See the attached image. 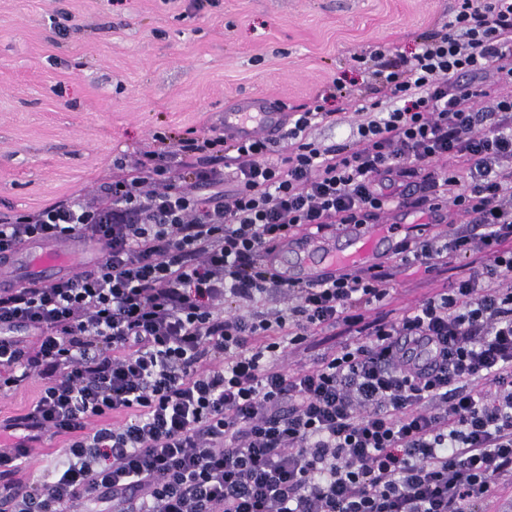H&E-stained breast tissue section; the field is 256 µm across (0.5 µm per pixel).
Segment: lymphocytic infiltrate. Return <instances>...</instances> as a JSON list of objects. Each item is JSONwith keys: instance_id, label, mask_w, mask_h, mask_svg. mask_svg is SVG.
Returning a JSON list of instances; mask_svg holds the SVG:
<instances>
[{"instance_id": "f902f5d3", "label": "lymphocytic infiltrate", "mask_w": 512, "mask_h": 512, "mask_svg": "<svg viewBox=\"0 0 512 512\" xmlns=\"http://www.w3.org/2000/svg\"><path fill=\"white\" fill-rule=\"evenodd\" d=\"M374 57L384 100L344 143L312 139L337 121L319 93L290 107L287 152L159 134L96 205L0 216V254L98 255L0 289V391L40 383L5 424L0 512H484L512 479V0H450L411 52ZM448 207L468 225L400 261L466 272L398 314L385 265L312 284L263 263L301 230ZM46 436L67 439L57 467L17 481ZM340 329H336V336H331L330 331H326L321 333V335L317 336V339L321 340L322 345L319 347V350H314L308 353H303L302 351L292 352L289 354L288 363L291 369L297 370L300 368H307L314 365V362L317 361V358L320 357V354L327 351V348L332 347L334 344H337L340 341H344L346 339L345 336H337Z\"/></svg>"}]
</instances>
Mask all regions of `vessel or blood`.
<instances>
[{"label":"vessel or blood","mask_w":512,"mask_h":512,"mask_svg":"<svg viewBox=\"0 0 512 512\" xmlns=\"http://www.w3.org/2000/svg\"><path fill=\"white\" fill-rule=\"evenodd\" d=\"M285 106L264 96L243 100L237 111L224 115V136L245 141L280 129ZM396 234L379 224H347L335 236L310 233L289 239L264 256L274 272L301 282L316 281L331 270L348 265H373L386 250L397 249Z\"/></svg>","instance_id":"1"}]
</instances>
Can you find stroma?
<instances>
[{
  "label": "stroma",
  "mask_w": 512,
  "mask_h": 512,
  "mask_svg": "<svg viewBox=\"0 0 512 512\" xmlns=\"http://www.w3.org/2000/svg\"><path fill=\"white\" fill-rule=\"evenodd\" d=\"M0 0V214L59 200L93 205L157 133L212 132L241 97L290 106L343 78L329 108L346 123L315 127L345 142L361 104L381 99L376 49L408 51L448 20V0ZM399 272L391 306L440 286Z\"/></svg>",
  "instance_id": "obj_1"
}]
</instances>
